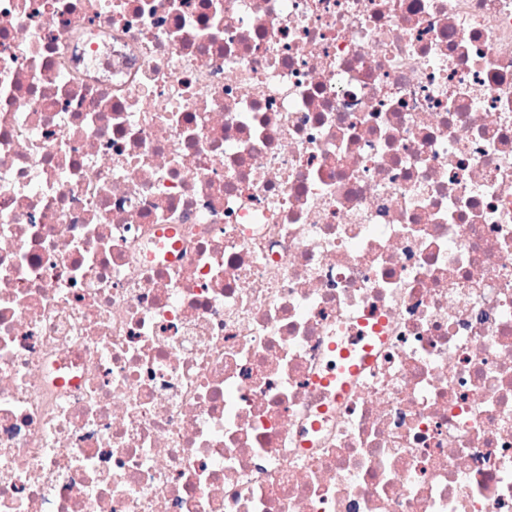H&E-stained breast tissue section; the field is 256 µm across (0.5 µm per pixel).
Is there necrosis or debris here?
Masks as SVG:
<instances>
[{
	"label": "necrosis or debris",
	"instance_id": "necrosis-or-debris-1",
	"mask_svg": "<svg viewBox=\"0 0 512 512\" xmlns=\"http://www.w3.org/2000/svg\"><path fill=\"white\" fill-rule=\"evenodd\" d=\"M0 512H512V0H0Z\"/></svg>",
	"mask_w": 512,
	"mask_h": 512
}]
</instances>
